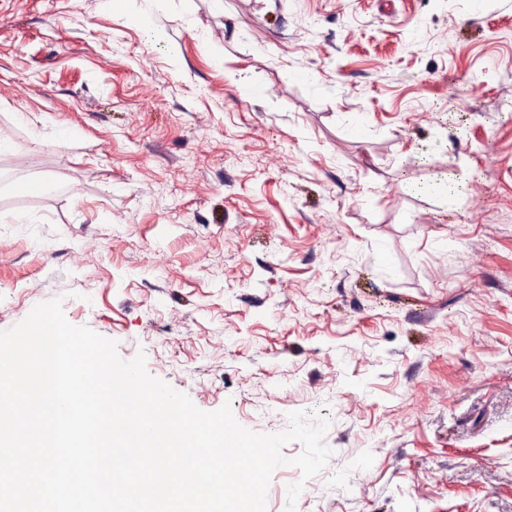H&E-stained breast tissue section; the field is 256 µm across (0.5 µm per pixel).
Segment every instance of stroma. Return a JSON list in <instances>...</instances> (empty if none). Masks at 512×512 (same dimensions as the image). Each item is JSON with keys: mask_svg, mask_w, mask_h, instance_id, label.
I'll list each match as a JSON object with an SVG mask.
<instances>
[{"mask_svg": "<svg viewBox=\"0 0 512 512\" xmlns=\"http://www.w3.org/2000/svg\"><path fill=\"white\" fill-rule=\"evenodd\" d=\"M0 139V331L331 416L268 512H512V0H0Z\"/></svg>", "mask_w": 512, "mask_h": 512, "instance_id": "35a3bbf8", "label": "stroma"}]
</instances>
